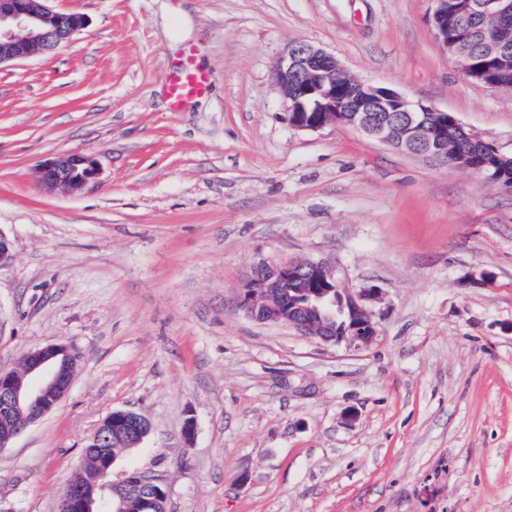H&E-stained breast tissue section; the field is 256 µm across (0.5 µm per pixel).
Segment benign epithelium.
Returning <instances> with one entry per match:
<instances>
[{
	"instance_id": "benign-epithelium-1",
	"label": "benign epithelium",
	"mask_w": 512,
	"mask_h": 512,
	"mask_svg": "<svg viewBox=\"0 0 512 512\" xmlns=\"http://www.w3.org/2000/svg\"><path fill=\"white\" fill-rule=\"evenodd\" d=\"M50 0H0V65L52 53L69 42L87 21L61 13ZM433 25L442 46L459 60L474 46L499 67H512V0H434ZM274 79L292 125L317 131L345 126L409 153L444 160L472 170L506 192L512 178L473 163L475 153L497 154L465 129L458 119L398 92L369 86L348 74L332 54L304 42L289 46L276 63ZM383 112H403L408 120L395 127ZM98 175L95 161L80 154H59L41 161L35 180L44 186L79 193ZM378 291H354L325 260L288 259L260 263L238 291L237 306L257 322H280L322 345L362 350L377 339L371 303ZM79 354L66 343H51L23 354L12 370L0 369V450L55 408L69 391ZM150 421L126 409L112 411L88 440L83 457L93 466L64 489L57 512H167L165 483L142 471H128L114 482V448H136L151 432Z\"/></svg>"
}]
</instances>
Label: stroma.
<instances>
[{"label": "stroma", "mask_w": 512, "mask_h": 512, "mask_svg": "<svg viewBox=\"0 0 512 512\" xmlns=\"http://www.w3.org/2000/svg\"><path fill=\"white\" fill-rule=\"evenodd\" d=\"M51 7L85 29L0 66V369L56 342L81 360L0 450V512H55L115 409L153 425L115 472L161 478L168 512H512V194L350 127L297 129L273 78L310 43L512 157V92L466 78L434 0ZM190 47L212 87L176 111ZM62 153L95 183L38 185ZM295 258L379 289L370 348L237 308L253 265ZM95 161L80 154H59L41 161L35 168V180L44 186L68 193H79L95 181Z\"/></svg>", "instance_id": "1"}]
</instances>
